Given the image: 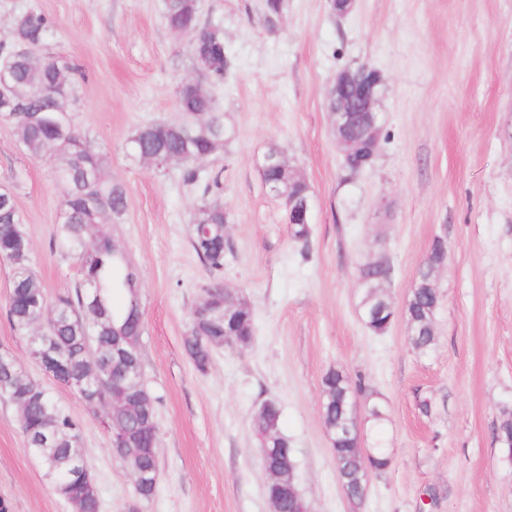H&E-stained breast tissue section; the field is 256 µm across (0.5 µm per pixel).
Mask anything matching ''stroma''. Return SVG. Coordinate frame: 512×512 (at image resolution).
I'll list each match as a JSON object with an SVG mask.
<instances>
[{
	"mask_svg": "<svg viewBox=\"0 0 512 512\" xmlns=\"http://www.w3.org/2000/svg\"><path fill=\"white\" fill-rule=\"evenodd\" d=\"M165 0H0V41L32 8L53 22V53L82 71L66 104L126 189L112 237L139 279L144 383L155 400L162 478L139 512H272L252 417L268 399L296 460L310 512H512V452L496 430L512 411V0H285L276 32L264 0H198L219 24L233 66L212 87L230 138L202 166L221 173L229 216L223 281L249 305L255 338L215 350L199 372L183 349L190 313L211 276L190 241L198 188L175 169L134 158V129L181 118L178 85L199 71L189 37L168 28ZM381 76L380 146L347 176L326 94L337 74ZM278 147L311 188L308 243L260 165ZM13 190L47 298L79 265L53 238L63 187L53 159L34 158L0 120V187ZM436 344L409 341L404 308L434 241ZM386 255L394 318L363 323L360 268ZM11 266L0 259V352L15 356L80 421L100 512H128L132 477L108 431L76 391L45 378L7 313ZM332 369L362 384L354 402L363 445L384 448L361 501L349 500L321 409ZM380 418H372L371 409ZM0 500L9 512H69L29 452L12 404L0 400Z\"/></svg>",
	"mask_w": 512,
	"mask_h": 512,
	"instance_id": "stroma-1",
	"label": "stroma"
}]
</instances>
